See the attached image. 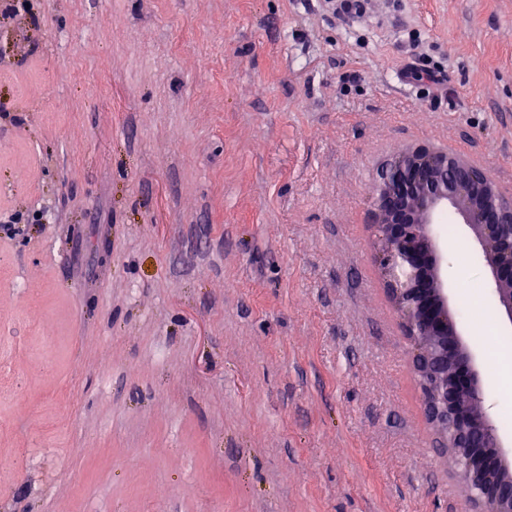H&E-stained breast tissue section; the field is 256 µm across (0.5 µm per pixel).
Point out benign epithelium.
Segmentation results:
<instances>
[{"label":"benign epithelium","mask_w":512,"mask_h":512,"mask_svg":"<svg viewBox=\"0 0 512 512\" xmlns=\"http://www.w3.org/2000/svg\"><path fill=\"white\" fill-rule=\"evenodd\" d=\"M379 262L405 333L428 421L467 493L469 512H512V452L482 410V364L450 306L444 257L432 229L451 207L472 230L512 321V197L447 152L416 147L388 161L371 188Z\"/></svg>","instance_id":"7a95c632"}]
</instances>
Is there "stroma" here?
Here are the masks:
<instances>
[{
  "label": "stroma",
  "instance_id": "obj_1",
  "mask_svg": "<svg viewBox=\"0 0 512 512\" xmlns=\"http://www.w3.org/2000/svg\"><path fill=\"white\" fill-rule=\"evenodd\" d=\"M420 145L512 196V0H0V512H468L370 220Z\"/></svg>",
  "mask_w": 512,
  "mask_h": 512
}]
</instances>
